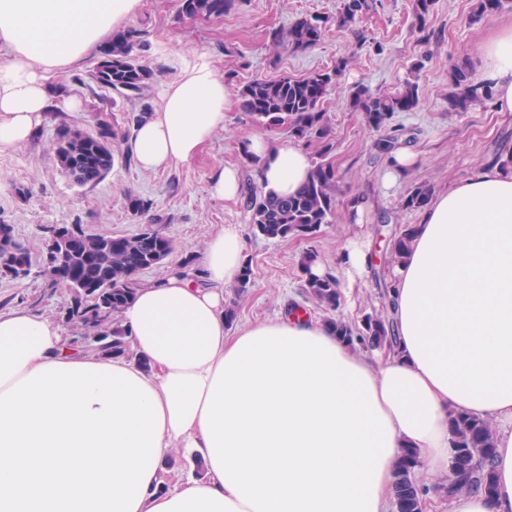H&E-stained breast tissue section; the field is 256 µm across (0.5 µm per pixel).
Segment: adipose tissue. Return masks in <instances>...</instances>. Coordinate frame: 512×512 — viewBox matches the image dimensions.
I'll return each instance as SVG.
<instances>
[{"label": "adipose tissue", "mask_w": 512, "mask_h": 512, "mask_svg": "<svg viewBox=\"0 0 512 512\" xmlns=\"http://www.w3.org/2000/svg\"><path fill=\"white\" fill-rule=\"evenodd\" d=\"M138 0H0V150L26 141L48 110L50 73L79 63ZM482 78L512 112V25L481 48ZM232 105L206 55L183 59L136 129L139 166L193 162ZM261 185L294 194L312 163L295 143L242 146ZM244 243L228 224L207 243L204 275L141 284L123 312L135 359L72 346L49 318L0 311V394L52 363L132 372L163 413L155 470L136 512H390L394 467L415 450L448 472L449 416L512 423V167L494 164L445 188L421 212L393 269L397 343L356 352L303 310L236 329L224 291ZM203 463L164 483L172 449ZM493 494L449 490L450 512H512V431L496 435Z\"/></svg>", "instance_id": "1"}]
</instances>
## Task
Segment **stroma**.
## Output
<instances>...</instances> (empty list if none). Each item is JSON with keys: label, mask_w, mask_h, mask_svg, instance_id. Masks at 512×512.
Wrapping results in <instances>:
<instances>
[{"label": "stroma", "mask_w": 512, "mask_h": 512, "mask_svg": "<svg viewBox=\"0 0 512 512\" xmlns=\"http://www.w3.org/2000/svg\"><path fill=\"white\" fill-rule=\"evenodd\" d=\"M473 3L434 0L422 32L413 18L412 0H376L374 11L348 26L337 20L341 0H235L221 18L196 22L182 16L181 0H139L123 27L135 31L137 54L156 74L143 97L115 100L84 86L99 60L98 52L90 51L80 63L52 77L54 87L65 88L68 97L79 101V109L50 108L33 137L0 152V222L13 225L32 262L28 275H0V309L20 307L45 315L62 333L73 335L74 325L67 319L73 303L70 289L51 285L42 274L49 229L78 224L91 234H137L143 221L128 207L129 196L135 195L152 202L165 234L182 247L141 272L138 282L159 279L187 258L192 261L190 273L201 277L208 240L222 226L235 224L253 270L252 287L237 300V324L271 319L290 304L305 303L298 267L303 251L317 250L323 268L333 272L355 240L368 245L370 271L355 287L343 289L340 313L355 321L371 310H383L389 297L375 276H391L387 260L393 235L419 219L418 212L402 206L409 188L424 182L437 193L473 176L494 157L512 154V112L497 111L491 100L463 112L451 106V72L466 68L472 82H479L483 42L512 20L508 6L472 21ZM310 16L328 20L316 45L301 52L273 45L272 32L287 33L293 23ZM195 54L210 57L232 95L254 79L300 77L341 67L335 91L322 104L335 133L336 147L329 159L338 174L336 216L317 238L268 241L253 236L244 198L225 201L211 196L209 180L221 167H238L246 180L255 177L240 146L266 130L255 125L237 102L225 113L223 129L191 165L145 171L137 163H124L129 149L123 144L111 173L96 186L75 185L59 167L54 147L62 126L91 132L98 120L120 126L127 113L153 110L163 84L177 74L179 61ZM409 81L419 85V103L412 111L395 113L389 126L399 130L400 148L416 153L418 163L389 185L384 181L389 165L374 149L377 134L353 108L350 94L362 84L374 93L392 95ZM355 196L364 201L357 214L350 207Z\"/></svg>", "instance_id": "obj_1"}]
</instances>
